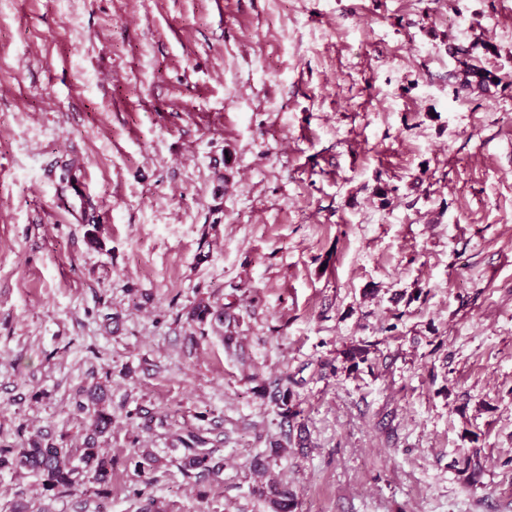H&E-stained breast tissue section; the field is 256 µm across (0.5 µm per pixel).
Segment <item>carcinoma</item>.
I'll return each mask as SVG.
<instances>
[{"instance_id":"carcinoma-1","label":"carcinoma","mask_w":512,"mask_h":512,"mask_svg":"<svg viewBox=\"0 0 512 512\" xmlns=\"http://www.w3.org/2000/svg\"><path fill=\"white\" fill-rule=\"evenodd\" d=\"M263 393L278 410L281 422L290 424L299 415L292 403V392L281 383L262 387ZM85 399L77 401V408L88 415L90 433L85 437L84 447L71 451L57 446L49 435L39 433L30 439L27 446L13 448L0 446V469L20 468L39 476L45 491L53 494L70 492L75 486L90 483L105 489L112 484L113 461L102 451L100 439L112 432V413L108 409L110 398L102 387L96 385L84 390ZM202 439L192 433L182 441L185 454L184 470H193L199 475L214 470L212 451L198 447ZM158 468V460L149 452L138 455L135 471L150 474ZM260 494L266 496L273 512H294V494L285 486L269 482Z\"/></svg>"}]
</instances>
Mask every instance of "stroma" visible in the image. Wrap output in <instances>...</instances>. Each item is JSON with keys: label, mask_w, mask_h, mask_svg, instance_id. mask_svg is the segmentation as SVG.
<instances>
[{"label": "stroma", "mask_w": 512, "mask_h": 512, "mask_svg": "<svg viewBox=\"0 0 512 512\" xmlns=\"http://www.w3.org/2000/svg\"><path fill=\"white\" fill-rule=\"evenodd\" d=\"M95 383L0 512H512V0H0V443ZM264 395L269 397L270 401L275 405L278 410V415L281 417L283 424H290L299 415V411L295 409L292 403V392L288 386L284 387L281 383L273 382L269 384V390L266 385H262ZM79 396L77 408L86 413L91 422L84 447L76 448L73 454L70 449L57 446L48 433L40 431L23 448L1 445L0 469L20 468L32 472L41 478L44 490L53 495L68 493L86 482L100 489L109 487L113 461L102 451L100 439L108 438L112 432V413L107 404L111 398L98 385L80 391ZM203 442L199 436L193 433L188 434V437L182 440L185 454L181 466L186 471H197L196 474L200 476L212 472L216 466L213 465V451L205 448H196L199 443ZM260 491L265 495L273 508V512H293L295 509L294 494L285 486L276 482H269Z\"/></svg>", "instance_id": "obj_1"}]
</instances>
